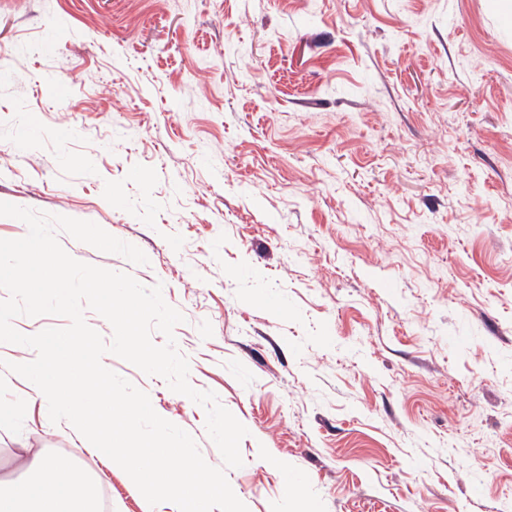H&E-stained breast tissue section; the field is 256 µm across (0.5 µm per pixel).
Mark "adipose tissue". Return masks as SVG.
<instances>
[{
	"label": "adipose tissue",
	"mask_w": 512,
	"mask_h": 512,
	"mask_svg": "<svg viewBox=\"0 0 512 512\" xmlns=\"http://www.w3.org/2000/svg\"><path fill=\"white\" fill-rule=\"evenodd\" d=\"M25 468L22 480L0 469V512H99L97 484L84 468L40 450Z\"/></svg>",
	"instance_id": "1"
}]
</instances>
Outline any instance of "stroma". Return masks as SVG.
Returning <instances> with one entry per match:
<instances>
[{"mask_svg": "<svg viewBox=\"0 0 512 512\" xmlns=\"http://www.w3.org/2000/svg\"><path fill=\"white\" fill-rule=\"evenodd\" d=\"M0 202L144 252L59 236L182 312L249 512H512V0H0ZM106 363L222 466L202 407ZM28 389L1 467L171 512Z\"/></svg>", "mask_w": 512, "mask_h": 512, "instance_id": "1", "label": "stroma"}]
</instances>
